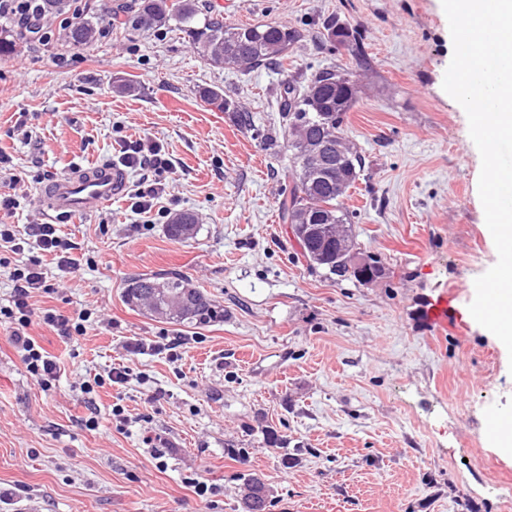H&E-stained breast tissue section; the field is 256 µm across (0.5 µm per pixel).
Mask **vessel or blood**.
Instances as JSON below:
<instances>
[{"instance_id": "vessel-or-blood-1", "label": "vessel or blood", "mask_w": 512, "mask_h": 512, "mask_svg": "<svg viewBox=\"0 0 512 512\" xmlns=\"http://www.w3.org/2000/svg\"><path fill=\"white\" fill-rule=\"evenodd\" d=\"M129 173L118 163L77 167L53 178L40 198L52 215L80 217L94 214L126 194Z\"/></svg>"}]
</instances>
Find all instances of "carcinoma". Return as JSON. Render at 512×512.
Segmentation results:
<instances>
[{"label":"carcinoma","mask_w":512,"mask_h":512,"mask_svg":"<svg viewBox=\"0 0 512 512\" xmlns=\"http://www.w3.org/2000/svg\"><path fill=\"white\" fill-rule=\"evenodd\" d=\"M122 27L131 33L145 28L174 27L186 34L192 49L211 66L219 69L253 70L276 64L288 58L300 38L297 29L283 23H258L249 26L228 25L202 14L198 0H141L138 9L125 12ZM69 39L79 47H88L96 40L98 22L77 16L68 24ZM278 106L284 129L294 151L295 171L291 175L290 196L283 197L279 209L283 219L298 224L299 240L305 242L303 257L312 269L328 275L341 276L336 270V240L330 225L352 223V214L342 207L341 198L353 186L361 168V155L349 147L341 167L331 165L320 175L307 170L297 144L293 121L309 119L317 129L323 124H343L355 100L351 86L341 74L322 69L310 74L296 73L282 81ZM196 224L191 213H182L167 230L175 240L183 238L185 225ZM126 301L132 306L145 305L151 312L168 309L166 319L179 324L206 325L224 317V310L215 301L189 287L179 275L166 274L138 277L126 288ZM240 501L243 512H269L273 506L270 489L252 474L240 475Z\"/></svg>","instance_id":"carcinoma-1"}]
</instances>
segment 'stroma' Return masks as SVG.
<instances>
[{"instance_id": "35a3bbf8", "label": "stroma", "mask_w": 512, "mask_h": 512, "mask_svg": "<svg viewBox=\"0 0 512 512\" xmlns=\"http://www.w3.org/2000/svg\"><path fill=\"white\" fill-rule=\"evenodd\" d=\"M139 2L88 0L105 35L83 52L49 17L48 45L18 35L0 56V192L20 197L17 236L47 221L36 174L117 160L144 138L172 165L131 171L128 195L95 214L58 218L81 268L50 269L52 292L31 299L28 333L61 367L50 389L0 326V512H241L243 473L271 489L272 512H512V454L489 422L512 416V357L468 310L497 251L480 154L442 88L453 43L441 0H199L228 24L299 30L292 71L358 80L343 129L365 167L341 203L385 268L371 284L310 270L281 217L292 152L280 69H217L181 32L128 33L113 18ZM333 24L361 34L365 60L329 50ZM205 87L234 112L207 105ZM155 178L164 193L136 213L134 192ZM182 211L197 231L170 239ZM157 273L185 277L223 320L196 327L127 305L129 279ZM444 299L440 325L430 312ZM84 308L90 327L74 340L43 321ZM133 338L150 350L128 354ZM123 365L127 383L98 385ZM266 429L279 449L263 447ZM230 443L252 444L247 463ZM194 479L212 494L197 496Z\"/></svg>"}]
</instances>
